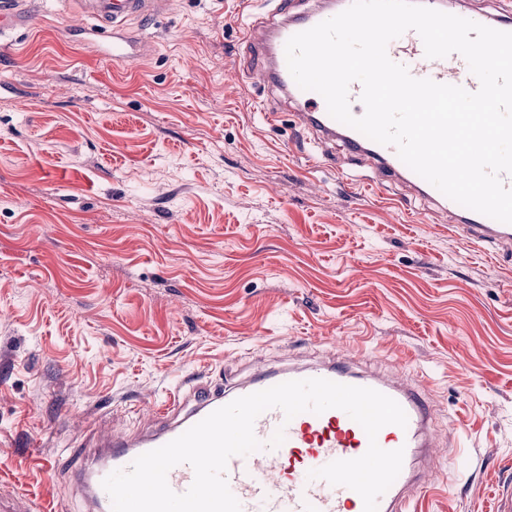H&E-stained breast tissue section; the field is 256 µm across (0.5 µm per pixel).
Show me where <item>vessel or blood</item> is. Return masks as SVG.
<instances>
[{
  "label": "vessel or blood",
  "mask_w": 512,
  "mask_h": 512,
  "mask_svg": "<svg viewBox=\"0 0 512 512\" xmlns=\"http://www.w3.org/2000/svg\"><path fill=\"white\" fill-rule=\"evenodd\" d=\"M432 9L466 18L493 29L512 32V0H494L495 13H488L484 0H420ZM274 11L252 18L243 38L254 49L256 62L251 80L276 88L283 103L297 117L300 132L311 133L321 141H341L355 156L367 158L389 183L428 198L438 210L447 212L450 223L469 242L497 244L512 241V224L494 220L449 199L436 187L411 170L395 147L379 144L355 129L332 118L324 98L301 89L291 76L285 45L293 35L306 31L347 9L352 0H317L303 9L302 0H276ZM162 9L161 0H81L83 14L94 18L92 35L101 37L102 55L116 63L137 61L146 56L148 41L128 33L127 20H148ZM389 58L404 65L411 76L441 84L477 91L480 82L466 59L458 53L443 58L425 55L421 36L413 30L392 40ZM327 379L336 383L367 387L395 400L407 415L406 427L387 425L377 435L378 445L387 451L403 449L412 459L419 449L430 446L427 422L433 411L431 392L422 385H395L383 379L352 373L346 362L331 361L303 370L282 369L253 378L232 388H196L189 410H182L179 397L156 410L159 421L150 435L132 439L103 437L86 453L83 465L75 468L73 479L91 512H112V502L102 486L112 472L129 469L140 455L157 449L183 434L213 411L233 400L292 380ZM254 433L261 449L232 457L226 478L241 512H364V502L354 490L333 485L321 478H310V471L335 460L354 459L368 449L364 429L340 409L321 414L303 412L285 419L281 409L271 408L254 422ZM194 480V470L186 463L167 474L170 488L186 492ZM420 484L409 469H401L392 485L378 498L377 512H410Z\"/></svg>",
  "instance_id": "obj_1"
}]
</instances>
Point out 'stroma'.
<instances>
[{"mask_svg": "<svg viewBox=\"0 0 512 512\" xmlns=\"http://www.w3.org/2000/svg\"><path fill=\"white\" fill-rule=\"evenodd\" d=\"M267 8L169 0L130 24L148 56L115 64L65 31L77 0H28L0 54V492L33 512L81 508L67 471L94 432L329 347L433 390L457 480L415 459L417 512H493L512 485V250L396 203L342 144L294 145L248 75Z\"/></svg>", "mask_w": 512, "mask_h": 512, "instance_id": "35a3bbf8", "label": "stroma"}]
</instances>
